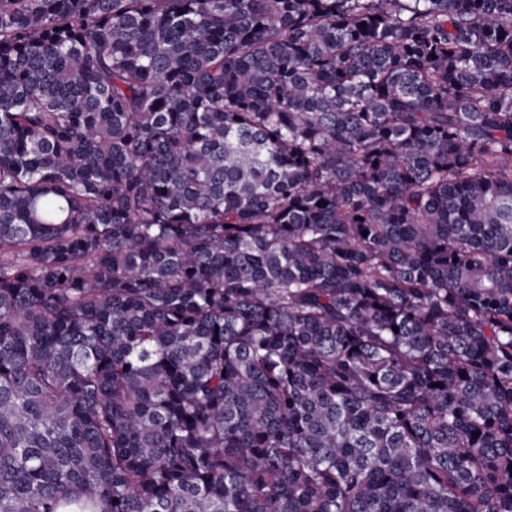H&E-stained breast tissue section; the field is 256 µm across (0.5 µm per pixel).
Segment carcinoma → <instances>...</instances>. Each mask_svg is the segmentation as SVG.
Listing matches in <instances>:
<instances>
[{"mask_svg": "<svg viewBox=\"0 0 512 512\" xmlns=\"http://www.w3.org/2000/svg\"><path fill=\"white\" fill-rule=\"evenodd\" d=\"M0 512H512V0H0Z\"/></svg>", "mask_w": 512, "mask_h": 512, "instance_id": "obj_1", "label": "carcinoma"}]
</instances>
